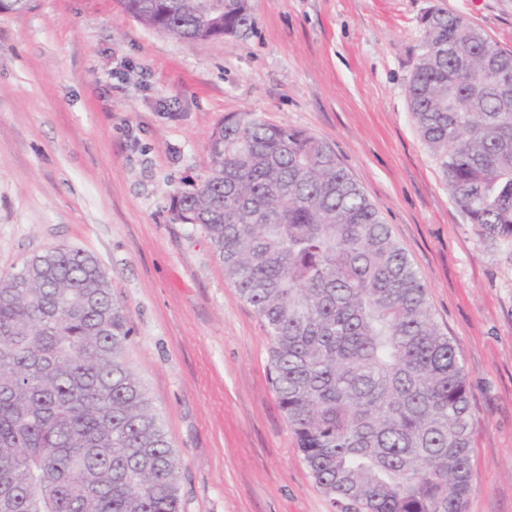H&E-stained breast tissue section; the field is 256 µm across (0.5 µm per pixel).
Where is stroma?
I'll return each mask as SVG.
<instances>
[{"mask_svg":"<svg viewBox=\"0 0 512 512\" xmlns=\"http://www.w3.org/2000/svg\"><path fill=\"white\" fill-rule=\"evenodd\" d=\"M244 38L179 40L117 0L0 12V274L94 254L124 361L178 458L182 512H329L269 380L261 318L203 229L171 221L230 116L329 144L414 260L471 390L468 512H512V244L481 236L408 110L440 7L512 50V0H251Z\"/></svg>","mask_w":512,"mask_h":512,"instance_id":"1","label":"stroma"}]
</instances>
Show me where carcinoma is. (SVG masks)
Wrapping results in <instances>:
<instances>
[{"instance_id": "cac0c4a2", "label": "carcinoma", "mask_w": 512, "mask_h": 512, "mask_svg": "<svg viewBox=\"0 0 512 512\" xmlns=\"http://www.w3.org/2000/svg\"><path fill=\"white\" fill-rule=\"evenodd\" d=\"M185 40L240 37L250 0H118ZM408 86L420 137L478 232L512 242V51L425 18ZM172 219L210 237L264 321L270 379L330 512H467L464 360L412 259L326 143L249 114ZM128 311L98 260L35 255L0 276V512H181L178 462L123 355Z\"/></svg>"}]
</instances>
